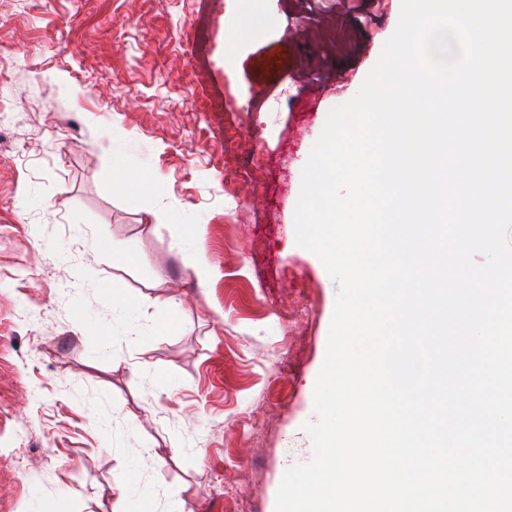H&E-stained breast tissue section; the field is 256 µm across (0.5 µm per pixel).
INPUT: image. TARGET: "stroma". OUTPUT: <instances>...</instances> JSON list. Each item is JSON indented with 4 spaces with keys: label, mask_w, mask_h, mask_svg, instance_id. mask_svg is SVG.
<instances>
[{
    "label": "stroma",
    "mask_w": 512,
    "mask_h": 512,
    "mask_svg": "<svg viewBox=\"0 0 512 512\" xmlns=\"http://www.w3.org/2000/svg\"><path fill=\"white\" fill-rule=\"evenodd\" d=\"M400 10L0 0V512H115L126 482L275 512L337 289L295 244L301 171Z\"/></svg>",
    "instance_id": "stroma-1"
}]
</instances>
